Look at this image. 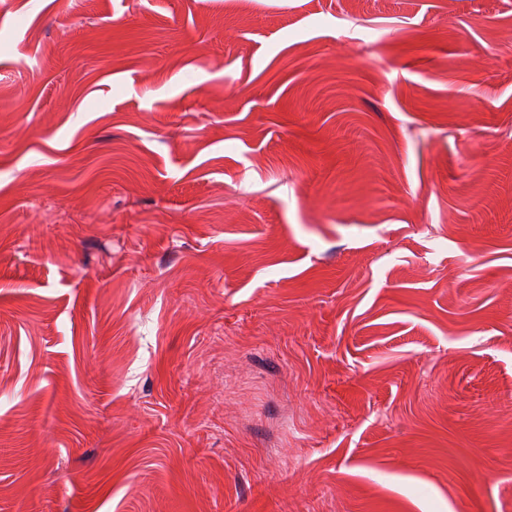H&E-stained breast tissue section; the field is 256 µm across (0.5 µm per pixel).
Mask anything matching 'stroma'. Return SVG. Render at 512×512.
Here are the masks:
<instances>
[{
  "instance_id": "obj_1",
  "label": "stroma",
  "mask_w": 512,
  "mask_h": 512,
  "mask_svg": "<svg viewBox=\"0 0 512 512\" xmlns=\"http://www.w3.org/2000/svg\"><path fill=\"white\" fill-rule=\"evenodd\" d=\"M0 512H512V0H0Z\"/></svg>"
}]
</instances>
